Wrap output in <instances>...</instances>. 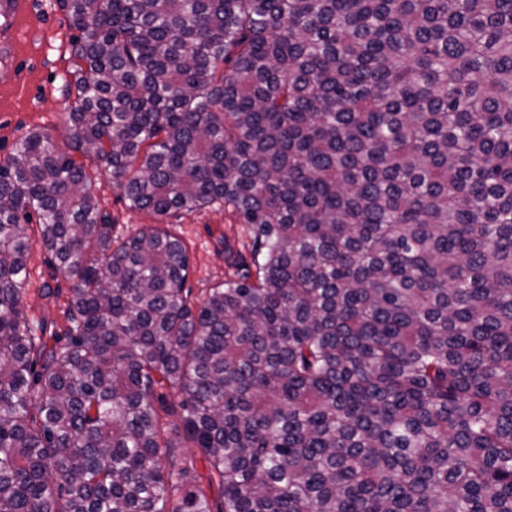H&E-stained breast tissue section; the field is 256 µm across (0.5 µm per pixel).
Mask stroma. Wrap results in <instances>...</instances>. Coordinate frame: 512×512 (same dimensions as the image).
<instances>
[{
	"instance_id": "obj_1",
	"label": "stroma",
	"mask_w": 512,
	"mask_h": 512,
	"mask_svg": "<svg viewBox=\"0 0 512 512\" xmlns=\"http://www.w3.org/2000/svg\"><path fill=\"white\" fill-rule=\"evenodd\" d=\"M16 24L0 29V55L14 59L9 73H0V158L6 157L28 131L42 130L57 144L71 134L67 112L72 101L66 81L72 63L66 47L72 31L57 0H16ZM101 211L117 236H128L148 224L163 222L185 242L190 257L187 286L196 299L209 288L239 274L225 258V245L249 258L250 239L244 225L223 208L179 211L164 217L129 206L109 175L98 177L96 190ZM27 286L21 307L47 335H60L67 326V301L72 281L57 272L39 245H32L26 260Z\"/></svg>"
}]
</instances>
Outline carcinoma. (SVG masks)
Masks as SVG:
<instances>
[{
	"instance_id": "1",
	"label": "carcinoma",
	"mask_w": 512,
	"mask_h": 512,
	"mask_svg": "<svg viewBox=\"0 0 512 512\" xmlns=\"http://www.w3.org/2000/svg\"><path fill=\"white\" fill-rule=\"evenodd\" d=\"M58 5L69 140L0 159V512H212L185 442L221 512H512V0ZM76 153L135 209L224 204L252 268L195 301ZM38 220L36 214L29 227L34 240L25 264L27 286L21 308L35 323L44 325L45 336H63L68 325L67 301L74 282L57 272L47 259V254L37 243ZM160 391L164 395L162 404L158 405V411L164 424V439L174 438L177 437L176 435L182 434V424L178 416V403L182 395L178 390L172 388H164ZM185 445L187 448H182V452L186 462L192 469V474L197 480V483L201 484L205 489L209 501L212 504V510L216 512L223 504L221 490L215 483L211 487L207 486V478L209 475L208 463L197 448H192L191 445L187 443Z\"/></svg>"
}]
</instances>
